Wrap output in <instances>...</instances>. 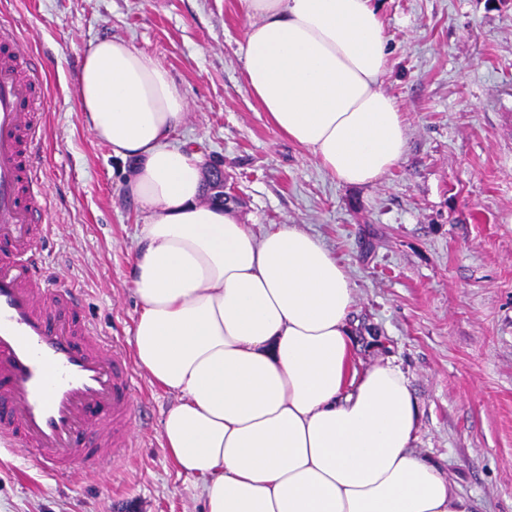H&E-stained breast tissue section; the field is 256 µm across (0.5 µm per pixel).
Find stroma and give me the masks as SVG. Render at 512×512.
Segmentation results:
<instances>
[{"label": "stroma", "mask_w": 512, "mask_h": 512, "mask_svg": "<svg viewBox=\"0 0 512 512\" xmlns=\"http://www.w3.org/2000/svg\"><path fill=\"white\" fill-rule=\"evenodd\" d=\"M375 2L390 51L382 87L408 150L375 184L350 187L251 94L239 0H0V27L14 30L45 94L43 252L97 328L131 349L142 215L77 100L90 44L127 39L185 93L175 141L223 163L240 221L257 233L297 225L348 267L354 364L383 357L407 373L421 410L415 448L473 512H512V0ZM137 377L131 448L102 472L52 476L0 447V512H203L199 479L162 447L176 397Z\"/></svg>", "instance_id": "35a3bbf8"}]
</instances>
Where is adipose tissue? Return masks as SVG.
I'll return each mask as SVG.
<instances>
[{"label": "adipose tissue", "mask_w": 512, "mask_h": 512, "mask_svg": "<svg viewBox=\"0 0 512 512\" xmlns=\"http://www.w3.org/2000/svg\"><path fill=\"white\" fill-rule=\"evenodd\" d=\"M247 83L274 127L349 186L408 149L382 88L387 38L372 0H241ZM96 137L130 168L142 209L132 255L133 354L175 394L163 448L201 479L205 512H472L413 444L419 403L385 360L353 368L348 270L293 224L262 233L202 202L200 156L175 144L189 102L122 38L92 43L77 78Z\"/></svg>", "instance_id": "adipose-tissue-1"}]
</instances>
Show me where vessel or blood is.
Masks as SVG:
<instances>
[{
  "instance_id": "b4317fda",
  "label": "vessel or blood",
  "mask_w": 512,
  "mask_h": 512,
  "mask_svg": "<svg viewBox=\"0 0 512 512\" xmlns=\"http://www.w3.org/2000/svg\"><path fill=\"white\" fill-rule=\"evenodd\" d=\"M23 61L0 28V446L24 448L54 475L98 473L133 439L136 375L76 289L44 269L34 165L43 90Z\"/></svg>"
}]
</instances>
